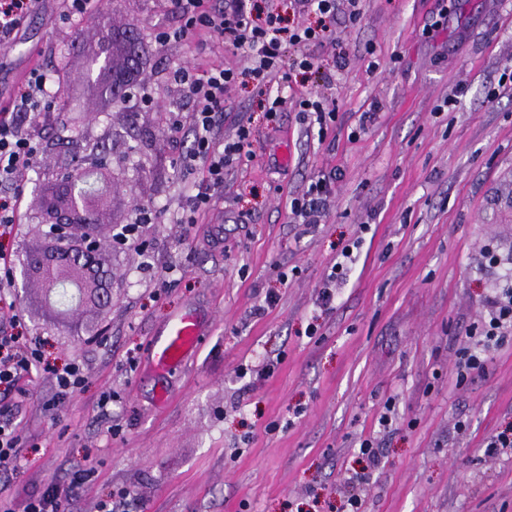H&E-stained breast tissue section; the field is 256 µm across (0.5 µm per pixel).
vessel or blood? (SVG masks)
Here are the masks:
<instances>
[{"label":"vessel or blood","mask_w":512,"mask_h":512,"mask_svg":"<svg viewBox=\"0 0 512 512\" xmlns=\"http://www.w3.org/2000/svg\"><path fill=\"white\" fill-rule=\"evenodd\" d=\"M204 333L202 316L194 310L184 312L153 339L149 348V365L159 372L176 368L197 347Z\"/></svg>","instance_id":"obj_1"}]
</instances>
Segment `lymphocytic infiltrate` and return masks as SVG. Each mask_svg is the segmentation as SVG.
Here are the masks:
<instances>
[{"instance_id":"obj_1","label":"lymphocytic infiltrate","mask_w":512,"mask_h":512,"mask_svg":"<svg viewBox=\"0 0 512 512\" xmlns=\"http://www.w3.org/2000/svg\"><path fill=\"white\" fill-rule=\"evenodd\" d=\"M337 0H296L301 12L315 15L309 25L287 24L272 4L257 0H225L221 7L209 6L208 0H163L166 11L179 15L183 26L178 37H195L205 27L215 47L213 59L203 73H196L192 62H184L171 75L191 110L170 112L165 131L173 138L187 133L191 148L183 156L187 165L197 166L200 179L194 193L183 196L166 216L170 224H195L210 208L216 195L224 190V174L247 164L251 131L240 126L234 139H224V103L244 80H251L264 92V108L269 121H278L285 105H292L301 123L326 129L335 118V110L326 100L308 91L307 84L318 78L320 65L308 53V46L335 47L333 23ZM39 0H0V49L10 47ZM242 54L244 64H224V49ZM286 87L287 95L270 94L271 86ZM59 98L54 78L44 70L30 68L9 92L6 108L0 109V233L13 234L22 221L24 194L18 183L34 170L42 156V144L35 133V123L42 112ZM329 196L325 179L311 180L302 194L290 201L291 215L298 224L320 223ZM24 320L19 311H11L0 323V394L23 395V377L42 362L38 342L23 341L20 333ZM512 331V276L490 297L482 329L484 345H492ZM53 396L42 405L44 416H52L58 403L79 391L85 382L82 362L72 360L60 367H50ZM22 437L11 413L0 412V474H16L23 462ZM359 453L368 462L365 470L352 473L346 481L344 512H363L361 489L371 478L370 471L380 461V448L374 438L362 439ZM87 470L75 468L67 486H50L43 494L26 501L16 510L13 500L0 497V512H60L62 500L86 479Z\"/></svg>"}]
</instances>
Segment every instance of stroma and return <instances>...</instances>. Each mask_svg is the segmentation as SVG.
I'll use <instances>...</instances> for the list:
<instances>
[{
    "label": "stroma",
    "instance_id": "stroma-1",
    "mask_svg": "<svg viewBox=\"0 0 512 512\" xmlns=\"http://www.w3.org/2000/svg\"><path fill=\"white\" fill-rule=\"evenodd\" d=\"M100 9L111 24L136 19L147 45L175 25L154 0H100ZM347 9L339 0L335 28L349 63L323 55L326 76L312 86L334 104L335 123L309 130L290 108L270 123L255 86H238L223 132L249 126L252 161L229 171L199 223L151 221L144 250L113 256L111 306L78 313L106 326L102 344L71 333L39 292L15 298L46 366L77 359L86 376L51 419L41 412L52 396L45 369L23 379L24 467L0 486L16 505L83 465L93 474L65 512H94L120 489L130 512H342L359 442L372 436L381 462L363 487L364 512H512V449L486 450L512 426V334L488 351L486 374L458 368L512 263V85L499 82L512 67V0H363L355 24ZM98 33L43 0L19 44L0 51L9 81L40 65L58 72L66 101L40 129L43 161L24 181L11 252L38 239L40 200L73 150L108 158L116 223L135 221L139 200L170 206L197 186V172L173 165L189 143L166 138L161 113L129 121L86 79ZM190 58L207 67L206 35L155 52V100L189 109L167 76ZM373 106L376 123L360 130ZM317 176L331 194L308 229L288 203ZM353 242L335 307L322 311L323 278ZM168 260L179 272L158 296ZM270 293L275 305L255 315ZM188 309L206 320L205 336L178 368L154 373L151 340ZM269 360L273 372L261 375ZM108 389L117 399L105 417Z\"/></svg>",
    "mask_w": 512,
    "mask_h": 512
}]
</instances>
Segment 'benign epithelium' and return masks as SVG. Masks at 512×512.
<instances>
[{"label": "benign epithelium", "mask_w": 512, "mask_h": 512, "mask_svg": "<svg viewBox=\"0 0 512 512\" xmlns=\"http://www.w3.org/2000/svg\"><path fill=\"white\" fill-rule=\"evenodd\" d=\"M125 30L127 51L124 57L109 54L108 46L104 45L89 60L88 75L105 98L126 95L114 86L112 74L130 64L139 38L134 20L127 21ZM114 185V172L106 159L75 157L72 166L57 182L54 201L42 203L51 248H28L19 256L16 287L26 292L31 286H37L45 305L54 309L56 317L74 330L83 328L70 321V316L80 308L89 304L105 307L112 303V271L103 269L100 255L124 249L135 231L132 225L124 227L107 221L90 223V219L104 215V204L112 195ZM61 287L73 291L75 304L59 305L56 292ZM83 329L87 341L105 339L103 331L96 326Z\"/></svg>", "instance_id": "obj_1"}]
</instances>
